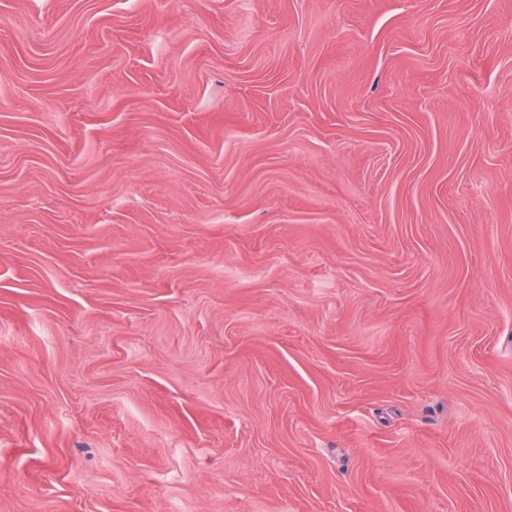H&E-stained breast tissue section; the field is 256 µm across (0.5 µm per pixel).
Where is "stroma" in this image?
I'll return each mask as SVG.
<instances>
[{
    "label": "stroma",
    "mask_w": 512,
    "mask_h": 512,
    "mask_svg": "<svg viewBox=\"0 0 512 512\" xmlns=\"http://www.w3.org/2000/svg\"><path fill=\"white\" fill-rule=\"evenodd\" d=\"M0 512H512V0H0Z\"/></svg>",
    "instance_id": "35a3bbf8"
}]
</instances>
